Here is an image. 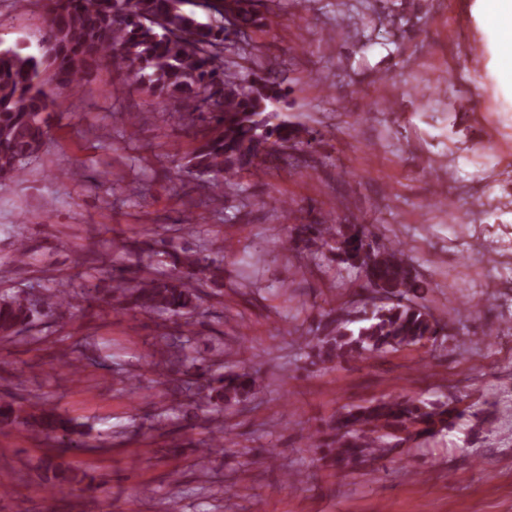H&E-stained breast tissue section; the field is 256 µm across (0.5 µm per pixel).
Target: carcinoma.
<instances>
[{
	"mask_svg": "<svg viewBox=\"0 0 512 512\" xmlns=\"http://www.w3.org/2000/svg\"><path fill=\"white\" fill-rule=\"evenodd\" d=\"M237 30L252 21L250 0H233ZM189 0H51L47 43L33 55L0 49V185L25 174V163L45 148L50 132V99L46 85L61 92L78 88L103 62L118 66L145 85L163 105L179 99L184 111L172 112L181 126L188 114L205 123L196 133L198 145L183 164V183L198 192L224 196V185L248 172H262L275 147L303 142L300 129L275 121L270 106L283 97L285 78L276 70L241 77L224 67V0H209L206 18L184 5ZM293 250L319 243L340 263L357 271L364 287L382 302L357 319L336 313L322 336L301 341L307 355L322 361L377 354L434 342L441 325L416 302L423 282L403 250L373 238L364 224H298L289 232ZM135 259L112 265L98 282L75 291L56 287L37 294L19 289L0 294V340L31 329L65 310L76 318L83 305L103 302L113 310L165 314L178 331L169 336L176 353L177 405L187 418L197 409L196 397L221 410L248 398L256 385L247 370L224 375L206 359L185 352L198 338V315L204 288L219 286L224 261L198 246L169 250L165 238L148 236L125 245ZM459 413L446 402H425L411 396H384L366 406L346 407L336 415L325 439L326 455L340 469L374 459L411 439H427L452 426ZM26 424L52 435L64 450L90 447L89 433L72 419L40 409ZM53 489L80 485L86 475L57 465L48 467Z\"/></svg>",
	"mask_w": 512,
	"mask_h": 512,
	"instance_id": "cac0c4a2",
	"label": "carcinoma"
}]
</instances>
